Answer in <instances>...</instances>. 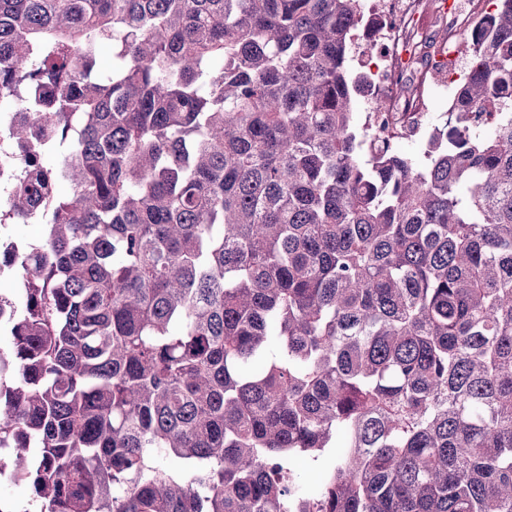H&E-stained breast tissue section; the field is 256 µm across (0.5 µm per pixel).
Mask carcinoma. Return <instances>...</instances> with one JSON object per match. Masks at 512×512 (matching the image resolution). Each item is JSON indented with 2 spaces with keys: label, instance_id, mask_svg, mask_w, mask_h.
Listing matches in <instances>:
<instances>
[{
  "label": "carcinoma",
  "instance_id": "1",
  "mask_svg": "<svg viewBox=\"0 0 512 512\" xmlns=\"http://www.w3.org/2000/svg\"><path fill=\"white\" fill-rule=\"evenodd\" d=\"M479 2L404 35L409 100L440 41L471 71L418 158L355 110L360 0H0V167L38 172L0 227H46L0 268V512H512V0ZM32 496L31 487L25 483H14L2 479L0 481V499L15 504H24Z\"/></svg>",
  "mask_w": 512,
  "mask_h": 512
}]
</instances>
